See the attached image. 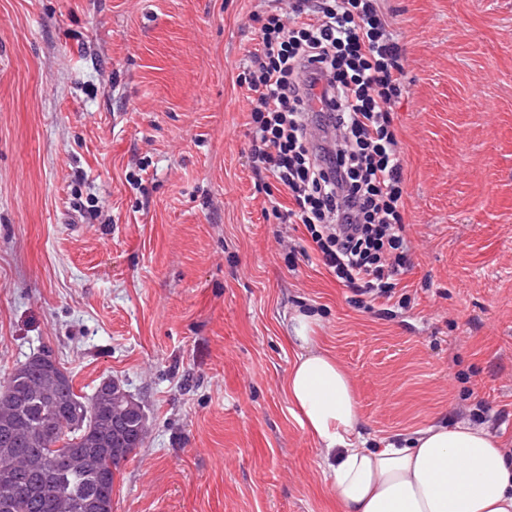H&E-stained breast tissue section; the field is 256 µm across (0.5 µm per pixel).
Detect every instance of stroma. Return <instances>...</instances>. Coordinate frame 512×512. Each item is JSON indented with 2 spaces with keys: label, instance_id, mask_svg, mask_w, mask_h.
Masks as SVG:
<instances>
[{
  "label": "stroma",
  "instance_id": "stroma-1",
  "mask_svg": "<svg viewBox=\"0 0 512 512\" xmlns=\"http://www.w3.org/2000/svg\"><path fill=\"white\" fill-rule=\"evenodd\" d=\"M380 6L411 303L368 310L254 186L238 76L264 0H0V380L45 353L143 404L112 512H332L284 392L300 310L369 443L460 421L512 443V0Z\"/></svg>",
  "mask_w": 512,
  "mask_h": 512
}]
</instances>
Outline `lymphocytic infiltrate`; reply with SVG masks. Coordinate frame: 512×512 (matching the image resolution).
Wrapping results in <instances>:
<instances>
[{"instance_id":"obj_1","label":"lymphocytic infiltrate","mask_w":512,"mask_h":512,"mask_svg":"<svg viewBox=\"0 0 512 512\" xmlns=\"http://www.w3.org/2000/svg\"><path fill=\"white\" fill-rule=\"evenodd\" d=\"M402 48L380 0H271L239 84L252 128L251 168L290 204L312 249L362 307L411 303L404 173L393 107ZM320 97L312 113L306 102Z\"/></svg>"}]
</instances>
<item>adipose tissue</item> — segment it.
Returning <instances> with one entry per match:
<instances>
[{"label": "adipose tissue", "instance_id": "adipose-tissue-1", "mask_svg": "<svg viewBox=\"0 0 512 512\" xmlns=\"http://www.w3.org/2000/svg\"><path fill=\"white\" fill-rule=\"evenodd\" d=\"M317 317L292 316L289 403L322 446L339 512H512V450L484 426L430 425L367 446L351 375L320 343Z\"/></svg>", "mask_w": 512, "mask_h": 512}]
</instances>
